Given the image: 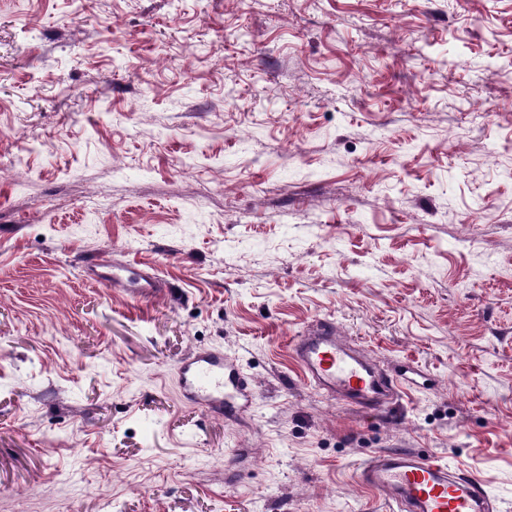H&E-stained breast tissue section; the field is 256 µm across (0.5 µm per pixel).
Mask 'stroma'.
<instances>
[{"instance_id": "obj_1", "label": "stroma", "mask_w": 512, "mask_h": 512, "mask_svg": "<svg viewBox=\"0 0 512 512\" xmlns=\"http://www.w3.org/2000/svg\"><path fill=\"white\" fill-rule=\"evenodd\" d=\"M324 318L414 368L385 414L307 383ZM380 449L512 512V0H0V512H392ZM78 263L89 280L105 287L120 286L137 298H149L160 288H167L153 268H132L95 253L83 255ZM184 397L204 411L233 419L249 409L255 397L250 378L223 350L193 355L179 368Z\"/></svg>"}]
</instances>
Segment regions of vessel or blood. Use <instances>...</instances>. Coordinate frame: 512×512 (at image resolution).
<instances>
[{
    "label": "vessel or blood",
    "instance_id": "vessel-or-blood-1",
    "mask_svg": "<svg viewBox=\"0 0 512 512\" xmlns=\"http://www.w3.org/2000/svg\"><path fill=\"white\" fill-rule=\"evenodd\" d=\"M79 265L89 280L125 288L138 298L151 297L163 286L154 270L94 253L83 255ZM292 352L311 386L354 409L382 412L401 392V375L377 371L372 358L351 346L335 321H316L294 342ZM179 387L186 399L227 419L249 409L255 397L250 378L221 350L187 360L179 369ZM356 479L395 512H499L482 479L415 451L375 452L359 467Z\"/></svg>",
    "mask_w": 512,
    "mask_h": 512
}]
</instances>
